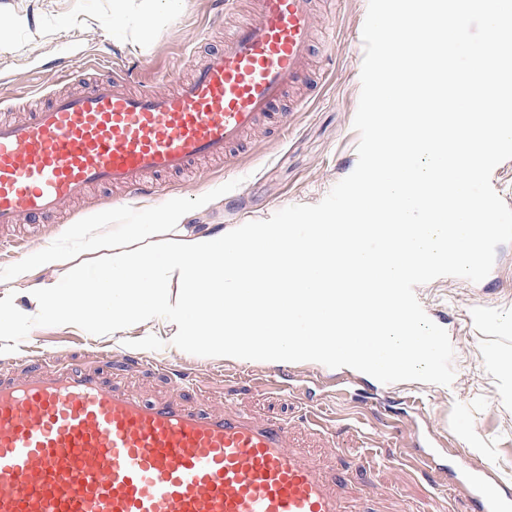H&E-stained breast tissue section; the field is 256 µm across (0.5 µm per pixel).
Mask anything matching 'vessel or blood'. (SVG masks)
I'll return each mask as SVG.
<instances>
[{
  "label": "vessel or blood",
  "instance_id": "b4317fda",
  "mask_svg": "<svg viewBox=\"0 0 512 512\" xmlns=\"http://www.w3.org/2000/svg\"><path fill=\"white\" fill-rule=\"evenodd\" d=\"M316 29L315 0H257L176 90L129 91L119 68L26 120L0 121V255L25 245L5 231L59 217L89 188L148 195L155 177L207 159L234 165L249 131L278 133ZM15 363L0 377V512H351L311 445L315 418L300 428L232 405L147 403L89 368L43 355ZM456 478L468 512H512L495 461Z\"/></svg>",
  "mask_w": 512,
  "mask_h": 512
}]
</instances>
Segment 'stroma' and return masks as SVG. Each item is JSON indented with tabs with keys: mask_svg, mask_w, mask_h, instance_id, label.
<instances>
[{
	"mask_svg": "<svg viewBox=\"0 0 512 512\" xmlns=\"http://www.w3.org/2000/svg\"><path fill=\"white\" fill-rule=\"evenodd\" d=\"M214 2L186 0L149 43L138 46L114 38L112 0H0V21L19 12L30 20L25 29L0 28L10 46L0 51V106L17 115L37 111L51 93L84 90L93 80L111 76L116 66L129 71L134 87L170 89L252 7L251 0H235L220 15ZM367 8L368 0L320 4L312 52L318 80L299 98L284 102L285 139L252 137L239 167L229 170L212 162L197 173L164 177V190L156 196L124 202L111 190L94 189L48 223V237L59 238L70 224L100 210L124 204L137 210L155 207L173 196L214 197L206 213L188 218L200 230L214 224L231 230L269 219L290 205L320 202L357 165L360 136L353 120ZM63 68L81 69L82 75L62 80ZM415 295L428 317L446 318L454 350L451 385L382 384L349 367L296 362L283 367L295 383L285 398L267 388L271 368L260 362L250 364L249 378L236 380L224 375L225 368L239 366L234 357L196 356L160 340L131 348V341L164 334L160 320L133 325L121 336H93L73 325L38 326L23 344L53 350L74 367L84 366L90 352L98 351L101 375L147 400H186L208 409L232 401L259 417L276 413L290 420L315 412L323 424V459L329 471L345 472L346 498L368 492L373 512H425L435 489L417 466L416 430L428 432L437 464L460 466L487 457L512 469V360L505 358L512 353V243L497 246L486 282L444 276L416 286ZM150 354L189 373L190 384L145 363Z\"/></svg>",
	"mask_w": 512,
	"mask_h": 512,
	"instance_id": "1",
	"label": "stroma"
}]
</instances>
